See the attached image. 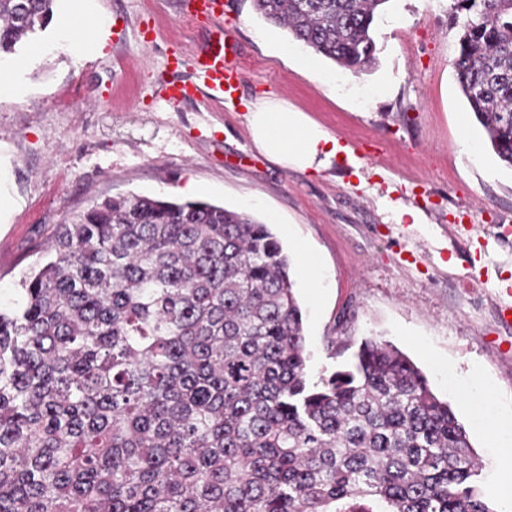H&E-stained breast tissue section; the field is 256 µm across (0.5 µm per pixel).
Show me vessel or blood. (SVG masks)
Listing matches in <instances>:
<instances>
[{"mask_svg": "<svg viewBox=\"0 0 512 512\" xmlns=\"http://www.w3.org/2000/svg\"><path fill=\"white\" fill-rule=\"evenodd\" d=\"M226 38V32H219L192 58L191 67L197 80L196 86L164 84L162 94L166 101L179 104L183 99L191 97L197 86L207 89L214 98L232 100L242 81V70L237 61L227 57Z\"/></svg>", "mask_w": 512, "mask_h": 512, "instance_id": "vessel-or-blood-1", "label": "vessel or blood"}]
</instances>
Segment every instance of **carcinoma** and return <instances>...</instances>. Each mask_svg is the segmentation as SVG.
Listing matches in <instances>:
<instances>
[{
	"mask_svg": "<svg viewBox=\"0 0 512 512\" xmlns=\"http://www.w3.org/2000/svg\"><path fill=\"white\" fill-rule=\"evenodd\" d=\"M387 0H253L338 65ZM54 0H0V62ZM461 91L512 166V0H453ZM290 256L200 200L106 198L0 305V512H494L465 425L369 337L313 382Z\"/></svg>",
	"mask_w": 512,
	"mask_h": 512,
	"instance_id": "carcinoma-1",
	"label": "carcinoma"
}]
</instances>
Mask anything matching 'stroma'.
I'll list each match as a JSON object with an SVG mask.
<instances>
[{
  "instance_id": "obj_1",
  "label": "stroma",
  "mask_w": 512,
  "mask_h": 512,
  "mask_svg": "<svg viewBox=\"0 0 512 512\" xmlns=\"http://www.w3.org/2000/svg\"><path fill=\"white\" fill-rule=\"evenodd\" d=\"M55 0L22 46L0 96V301L60 225L113 196L199 200L269 224L289 255L308 371L327 375L361 341L405 353L448 401L482 460L493 512L497 440L472 420L488 401L512 416V166L494 152L461 92L452 0H386L370 34L374 63L352 72L265 21L252 0L217 17L192 0ZM111 24L97 51L63 47L79 12ZM243 73L233 101L206 92L170 105L161 86L192 81L188 65L217 28ZM283 98L345 148L318 171L258 152L247 101ZM323 279L305 281L298 244Z\"/></svg>"
}]
</instances>
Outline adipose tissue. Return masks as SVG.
I'll return each mask as SVG.
<instances>
[{"instance_id":"adipose-tissue-1","label":"adipose tissue","mask_w":512,"mask_h":512,"mask_svg":"<svg viewBox=\"0 0 512 512\" xmlns=\"http://www.w3.org/2000/svg\"><path fill=\"white\" fill-rule=\"evenodd\" d=\"M246 121L258 151L285 167L317 170L343 151L335 137L283 99L255 101Z\"/></svg>"}]
</instances>
